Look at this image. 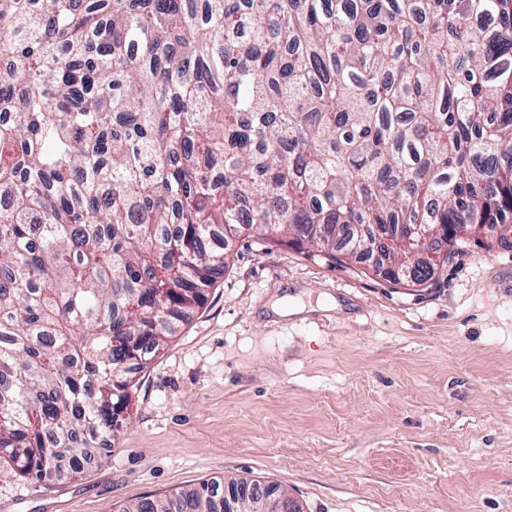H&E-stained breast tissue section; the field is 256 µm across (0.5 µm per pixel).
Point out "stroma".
Instances as JSON below:
<instances>
[{
    "instance_id": "stroma-1",
    "label": "stroma",
    "mask_w": 512,
    "mask_h": 512,
    "mask_svg": "<svg viewBox=\"0 0 512 512\" xmlns=\"http://www.w3.org/2000/svg\"><path fill=\"white\" fill-rule=\"evenodd\" d=\"M227 254L109 448L77 474L0 464V512H119L230 477L305 512H512V248L467 238L428 287L251 233Z\"/></svg>"
}]
</instances>
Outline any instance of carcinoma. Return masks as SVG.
<instances>
[{
	"mask_svg": "<svg viewBox=\"0 0 512 512\" xmlns=\"http://www.w3.org/2000/svg\"><path fill=\"white\" fill-rule=\"evenodd\" d=\"M0 461L129 419L224 227L432 281L512 223V0H0ZM122 512H225L210 482Z\"/></svg>",
	"mask_w": 512,
	"mask_h": 512,
	"instance_id": "cac0c4a2",
	"label": "carcinoma"
}]
</instances>
